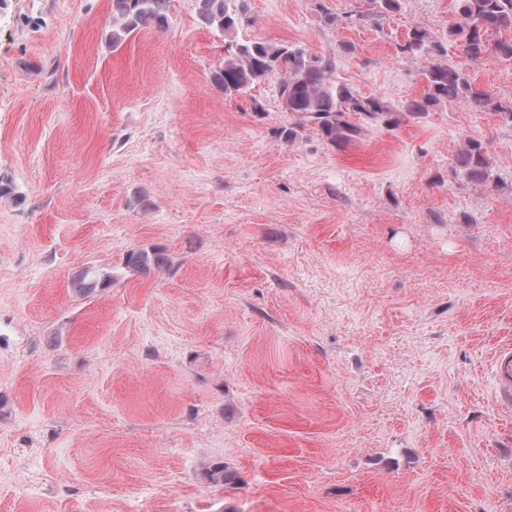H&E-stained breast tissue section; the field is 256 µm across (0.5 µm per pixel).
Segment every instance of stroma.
Wrapping results in <instances>:
<instances>
[{
	"instance_id": "35a3bbf8",
	"label": "stroma",
	"mask_w": 512,
	"mask_h": 512,
	"mask_svg": "<svg viewBox=\"0 0 512 512\" xmlns=\"http://www.w3.org/2000/svg\"><path fill=\"white\" fill-rule=\"evenodd\" d=\"M235 5L240 39L396 109L424 91L409 29L457 18ZM109 15L0 0V512H512V124L450 102L287 143L276 80L213 84L225 41L192 0L116 49ZM448 61L512 101V62ZM468 138L488 183L451 171ZM85 268L111 286L76 294ZM165 264V257L152 250H131L127 253L125 266L133 272L147 273L153 268H160ZM496 364L499 371V388L505 397V412L512 414V349L505 348L496 353Z\"/></svg>"
}]
</instances>
